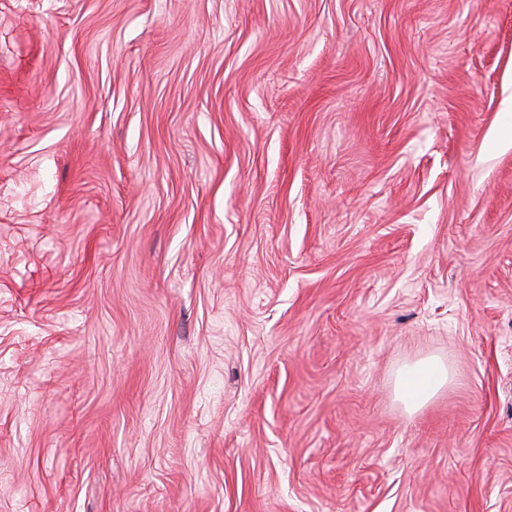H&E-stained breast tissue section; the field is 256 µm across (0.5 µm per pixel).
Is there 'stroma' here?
Wrapping results in <instances>:
<instances>
[{
	"mask_svg": "<svg viewBox=\"0 0 512 512\" xmlns=\"http://www.w3.org/2000/svg\"><path fill=\"white\" fill-rule=\"evenodd\" d=\"M0 512H512V0H0ZM448 383V368L437 358H426L399 371L396 397L409 412L416 411Z\"/></svg>",
	"mask_w": 512,
	"mask_h": 512,
	"instance_id": "obj_1",
	"label": "stroma"
}]
</instances>
